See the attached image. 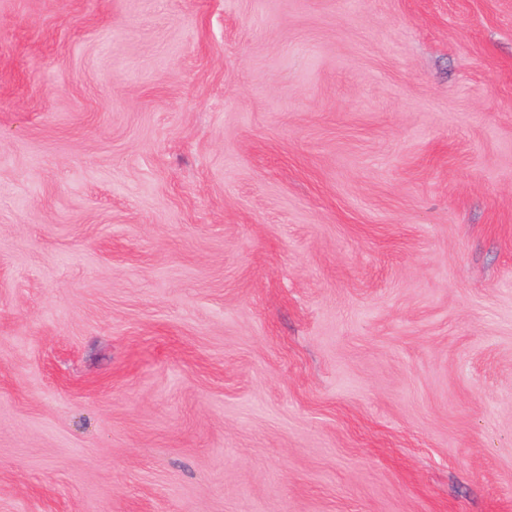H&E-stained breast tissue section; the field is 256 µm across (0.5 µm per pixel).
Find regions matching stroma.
<instances>
[{
    "mask_svg": "<svg viewBox=\"0 0 512 512\" xmlns=\"http://www.w3.org/2000/svg\"><path fill=\"white\" fill-rule=\"evenodd\" d=\"M0 512H512V0H0Z\"/></svg>",
    "mask_w": 512,
    "mask_h": 512,
    "instance_id": "35a3bbf8",
    "label": "stroma"
}]
</instances>
